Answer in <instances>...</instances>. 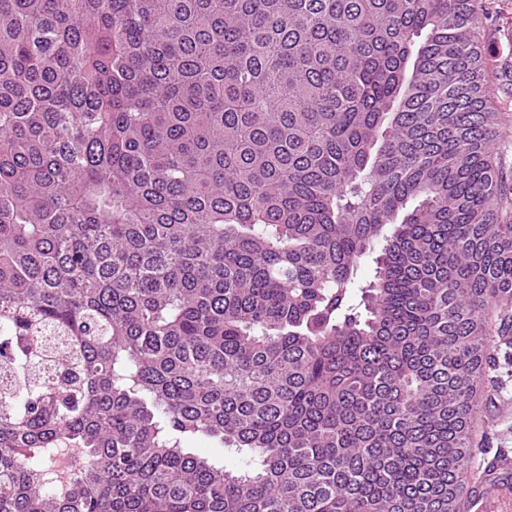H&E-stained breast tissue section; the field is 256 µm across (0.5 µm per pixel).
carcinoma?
I'll use <instances>...</instances> for the list:
<instances>
[{"instance_id":"obj_1","label":"carcinoma","mask_w":512,"mask_h":512,"mask_svg":"<svg viewBox=\"0 0 512 512\" xmlns=\"http://www.w3.org/2000/svg\"><path fill=\"white\" fill-rule=\"evenodd\" d=\"M489 10L0 0V512H460L512 346ZM185 448H191L192 452L209 460L224 465V469L237 471L242 467V456L224 448H219L217 444L206 437L198 436L188 440Z\"/></svg>"}]
</instances>
